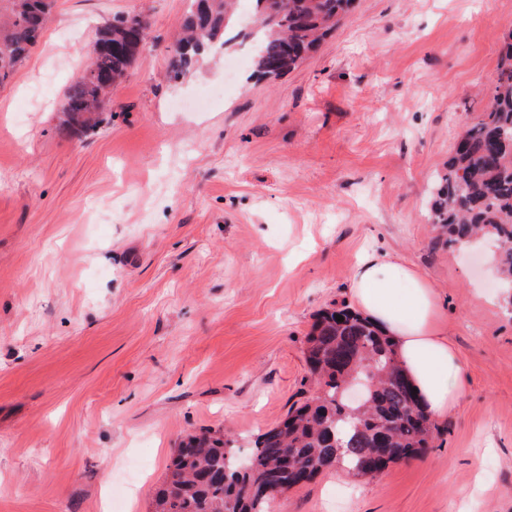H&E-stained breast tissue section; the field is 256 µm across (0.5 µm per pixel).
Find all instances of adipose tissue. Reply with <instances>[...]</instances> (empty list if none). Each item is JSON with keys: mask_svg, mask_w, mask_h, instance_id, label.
Masks as SVG:
<instances>
[{"mask_svg": "<svg viewBox=\"0 0 512 512\" xmlns=\"http://www.w3.org/2000/svg\"><path fill=\"white\" fill-rule=\"evenodd\" d=\"M351 289L363 315L396 343L423 408L434 417L445 415L458 400L462 368L433 289L388 254L363 257L352 271Z\"/></svg>", "mask_w": 512, "mask_h": 512, "instance_id": "ef3b65f1", "label": "adipose tissue"}]
</instances>
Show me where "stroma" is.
Wrapping results in <instances>:
<instances>
[{
    "label": "stroma",
    "instance_id": "1",
    "mask_svg": "<svg viewBox=\"0 0 512 512\" xmlns=\"http://www.w3.org/2000/svg\"><path fill=\"white\" fill-rule=\"evenodd\" d=\"M188 0H56L0 86V512H150L181 439L241 450L314 396L317 313L360 256L434 289L463 366L421 457L336 469L274 512H512V304L488 248L427 201L512 38V0H355L317 51L257 80L246 47L169 77ZM147 21L92 129L67 87L112 17Z\"/></svg>",
    "mask_w": 512,
    "mask_h": 512
}]
</instances>
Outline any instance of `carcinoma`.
I'll use <instances>...</instances> for the list:
<instances>
[{"label": "carcinoma", "mask_w": 512, "mask_h": 512, "mask_svg": "<svg viewBox=\"0 0 512 512\" xmlns=\"http://www.w3.org/2000/svg\"><path fill=\"white\" fill-rule=\"evenodd\" d=\"M55 0H0V86L41 37ZM243 0H189L170 61L174 78L199 58L238 42L251 48L257 74L291 70L313 52L346 15L353 0H248L256 27L238 26ZM277 19L269 23L271 13ZM144 36L130 16L105 25L90 51L85 74L64 97V129L91 128L104 100L135 62ZM443 243L467 246L485 234L502 243L494 256L502 287L512 288V36L490 97L464 124L446 172L428 201ZM343 320H336V316ZM317 395L252 440L240 464L235 440L209 432L176 448L155 493L152 512H272L267 490L287 492L342 467L373 477L389 464L431 447L438 427L419 405L401 369L395 343L348 308L319 314L305 352Z\"/></svg>", "instance_id": "obj_1"}]
</instances>
